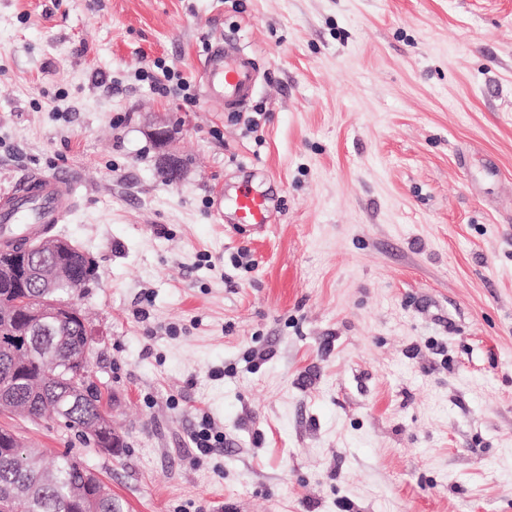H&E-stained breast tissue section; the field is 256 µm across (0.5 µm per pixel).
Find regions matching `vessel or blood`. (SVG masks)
<instances>
[{
    "label": "vessel or blood",
    "instance_id": "obj_1",
    "mask_svg": "<svg viewBox=\"0 0 512 512\" xmlns=\"http://www.w3.org/2000/svg\"><path fill=\"white\" fill-rule=\"evenodd\" d=\"M207 101L234 106L249 99L255 89L254 73L236 53L213 47L203 66ZM77 183L67 172L49 173L35 168L10 190L0 193V245L45 234L77 204ZM237 223L265 230L269 222L270 199L248 185L229 198Z\"/></svg>",
    "mask_w": 512,
    "mask_h": 512
}]
</instances>
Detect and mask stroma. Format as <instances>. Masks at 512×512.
<instances>
[{
    "mask_svg": "<svg viewBox=\"0 0 512 512\" xmlns=\"http://www.w3.org/2000/svg\"><path fill=\"white\" fill-rule=\"evenodd\" d=\"M225 39L236 113L199 78ZM34 167L80 183L56 233L122 446L0 412L23 444L120 512H512V0H0V191ZM244 184L265 232L213 211ZM205 97L235 106L249 99L255 89L253 69L236 53L215 46L203 65ZM155 67L159 69L161 73H151V75H149V72H143L142 77L150 78L151 82L154 84L155 88L159 92H162L163 94H168L171 92V88H173L175 92H178L180 94V92H185L189 90L190 85L188 84L186 79L181 76L180 72H175L171 68L167 67L165 64L162 65V63H159V61L155 63ZM174 81L175 85L173 84ZM190 439L194 448L205 454L224 447V433L214 431L211 421L207 419L193 430Z\"/></svg>",
    "mask_w": 512,
    "mask_h": 512,
    "instance_id": "obj_1",
    "label": "stroma"
}]
</instances>
